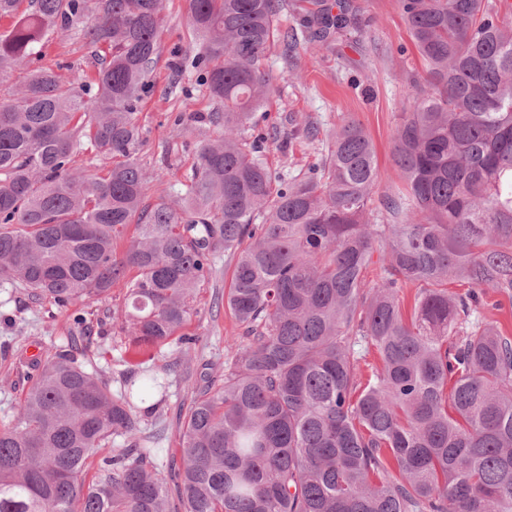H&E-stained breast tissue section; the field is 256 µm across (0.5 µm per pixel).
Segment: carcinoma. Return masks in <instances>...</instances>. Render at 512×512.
I'll return each instance as SVG.
<instances>
[{"label":"carcinoma","instance_id":"cac0c4a2","mask_svg":"<svg viewBox=\"0 0 512 512\" xmlns=\"http://www.w3.org/2000/svg\"><path fill=\"white\" fill-rule=\"evenodd\" d=\"M22 2L0 0V78L25 71L0 97V283L62 308L124 288L129 349L152 357L190 342L178 332L224 251V306L247 344L193 398L172 489L140 422L147 388L163 398L169 384L146 374L112 394L76 318L0 427V512H512V336L481 312L488 296L512 302V5L396 0L425 78L395 133L390 192L353 120L301 177L262 162L250 118L287 0H189L219 134L152 205L137 111L163 0ZM311 5L313 41L352 23L344 3ZM68 31L95 59L90 79L30 67ZM83 149L112 161L106 175L74 167ZM118 436L130 447L80 481Z\"/></svg>","mask_w":512,"mask_h":512}]
</instances>
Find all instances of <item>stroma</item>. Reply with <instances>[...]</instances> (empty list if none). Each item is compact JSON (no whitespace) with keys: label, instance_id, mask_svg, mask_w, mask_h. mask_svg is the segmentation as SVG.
Instances as JSON below:
<instances>
[{"label":"stroma","instance_id":"stroma-1","mask_svg":"<svg viewBox=\"0 0 512 512\" xmlns=\"http://www.w3.org/2000/svg\"><path fill=\"white\" fill-rule=\"evenodd\" d=\"M351 2L356 8L352 28L332 35L321 49L308 38L303 12L285 11L281 29L294 48L288 52L279 46L267 54L264 69L271 91L265 110L256 112L254 121L268 137L266 165L288 180L321 164L336 129L343 120H354L374 143L379 182L386 188L396 181L395 131L403 110L416 101L415 82L422 79L424 65L395 0ZM164 5L160 56L138 107L144 141L137 160L154 176L146 191L150 203L179 191L201 142L213 134L208 115L216 109L193 68L200 40L190 22L188 0H164ZM42 62L70 66L75 75L93 72L88 49L70 31L52 35ZM179 114L188 120L178 126L174 118ZM232 268L230 257L217 256L213 278L201 291L186 327L188 335L199 339L195 349L187 354L181 344L173 343L152 359H132L125 352L127 332L115 317L124 303V289H113L109 298L89 306L77 302L60 308L32 302L21 289L0 285V426L11 421L31 385L32 358L53 355L74 332V317L82 315L101 327L103 337L90 355L111 377L113 390H120L124 376L170 367L168 394L144 415L143 426L160 436L157 465L179 456V433L195 391L222 384L228 343L244 334L224 306ZM185 359L192 368L187 382L174 368Z\"/></svg>","mask_w":512,"mask_h":512}]
</instances>
